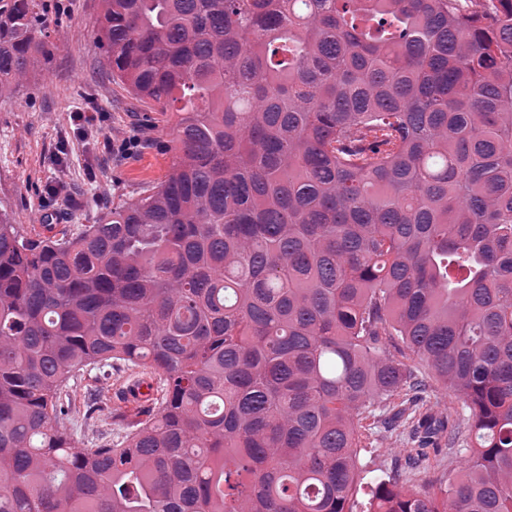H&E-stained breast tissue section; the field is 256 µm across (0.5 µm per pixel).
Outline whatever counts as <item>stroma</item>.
Returning <instances> with one entry per match:
<instances>
[{"instance_id": "stroma-1", "label": "stroma", "mask_w": 512, "mask_h": 512, "mask_svg": "<svg viewBox=\"0 0 512 512\" xmlns=\"http://www.w3.org/2000/svg\"><path fill=\"white\" fill-rule=\"evenodd\" d=\"M57 2L53 53L13 96L0 99V209L31 237L96 223L103 209L164 179L172 160L165 150L167 115L143 111L112 78L96 40L100 0ZM133 136L142 139L141 149L118 152ZM145 375L144 368L118 365L108 376L88 369L69 380L60 401L79 447L121 438L111 415L93 410L92 399L120 406L127 385ZM371 448L373 468L386 470L403 464L412 443L399 427L375 434Z\"/></svg>"}]
</instances>
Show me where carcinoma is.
<instances>
[{"mask_svg": "<svg viewBox=\"0 0 512 512\" xmlns=\"http://www.w3.org/2000/svg\"><path fill=\"white\" fill-rule=\"evenodd\" d=\"M101 2L174 157L71 235L0 212V512H512V0ZM49 17L0 0V97ZM118 363L159 385L79 448L58 395ZM409 411L425 489L362 484ZM430 458L432 472H435L438 476L444 475L445 477H448V471H459L465 459L459 453H449L447 448H442L438 453H434L430 450Z\"/></svg>", "mask_w": 512, "mask_h": 512, "instance_id": "cac0c4a2", "label": "carcinoma"}]
</instances>
